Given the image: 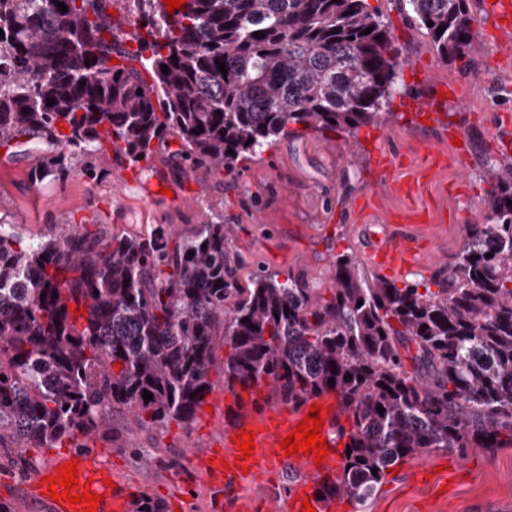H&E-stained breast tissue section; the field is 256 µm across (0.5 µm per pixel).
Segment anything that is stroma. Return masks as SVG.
Listing matches in <instances>:
<instances>
[{
  "instance_id": "obj_1",
  "label": "stroma",
  "mask_w": 512,
  "mask_h": 512,
  "mask_svg": "<svg viewBox=\"0 0 512 512\" xmlns=\"http://www.w3.org/2000/svg\"><path fill=\"white\" fill-rule=\"evenodd\" d=\"M367 3L388 22L405 59L386 106L393 120L353 135L298 130L210 175L179 170L166 149H157L152 174L179 186L182 198L160 196L149 205L136 188L119 185L113 160L99 161L92 181L73 175L35 185L28 177L33 156H10L0 146V224L28 236L63 224L85 230L107 224L117 233L147 224H171L182 233L223 224L231 229L235 283L247 288L260 264L281 280L304 273L328 282L336 254L365 259L369 233L388 225L404 232L415 209L436 230L409 279H429L462 248L485 192L512 182V55L483 35L465 60L443 62L410 23L408 0ZM379 147L395 158L384 172L372 164ZM410 177L419 189L411 203L396 188ZM223 426V419L201 415L189 427L140 429L116 411L94 441L107 449L117 477L139 496L165 500L173 512H233L242 501L250 512H286L289 472L215 486L194 468L191 454L206 453ZM49 460L46 448L0 447V501L13 512H49L25 488ZM342 512H512V446L475 449L463 458L421 450L396 466L365 506L349 503Z\"/></svg>"
}]
</instances>
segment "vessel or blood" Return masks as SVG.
Here are the masks:
<instances>
[{
  "instance_id": "obj_1",
  "label": "vessel or blood",
  "mask_w": 512,
  "mask_h": 512,
  "mask_svg": "<svg viewBox=\"0 0 512 512\" xmlns=\"http://www.w3.org/2000/svg\"><path fill=\"white\" fill-rule=\"evenodd\" d=\"M420 236L416 233L388 234L368 248L369 260L379 269L392 276H404L419 265L424 255L418 248ZM264 385H256L250 390H241L224 404V452L223 454L193 455L192 460L201 470L212 478L243 479L245 473H257L262 470L268 457H275L278 465H291L298 469L300 477L291 486L289 512H303L305 506H312L316 512H336L335 501L321 500L314 487L334 471L336 458L334 449L343 447V440L334 436V431L345 422V416L336 402L333 392L324 391L306 398L303 406L291 408L278 405L270 406L264 412H256L257 400L263 396ZM323 405L326 414L321 435L331 450L323 463H316L313 457L304 453L285 455L281 442L287 434L305 419L309 407ZM254 432L255 450L249 460H241V452L234 442V436L242 431ZM78 463L80 482L89 484L92 492L100 494L101 500L97 512H128L135 490L129 484L115 482L107 486L106 480L111 470L101 462L100 449L74 455L60 453L50 463L33 474L28 480V490L33 497L46 499V489L42 485L44 478L55 476L59 466L70 461Z\"/></svg>"
}]
</instances>
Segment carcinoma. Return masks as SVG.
<instances>
[{"instance_id": "1", "label": "carcinoma", "mask_w": 512, "mask_h": 512, "mask_svg": "<svg viewBox=\"0 0 512 512\" xmlns=\"http://www.w3.org/2000/svg\"><path fill=\"white\" fill-rule=\"evenodd\" d=\"M128 1L133 51L108 13ZM62 2L65 12L53 0H0V145L39 154L35 184L95 179L86 157L109 141L122 143L114 160L127 166L149 160L152 143L175 141L173 158L209 172L292 124L355 133L388 120L402 52L366 0H188L175 16L162 0ZM409 4L441 59L470 54L481 29L471 0ZM509 200L511 183L486 192L463 247L429 285L370 276L341 253L325 288L263 269L253 287L237 288L222 224L188 235L171 224L119 234L67 224L38 238L1 224L0 445L84 448L78 437L91 438L115 409L140 428L190 426L215 370L231 393L267 383V404L297 408L336 392L348 442L336 481L319 487L326 499L365 505L387 469L423 449L506 446Z\"/></svg>"}]
</instances>
